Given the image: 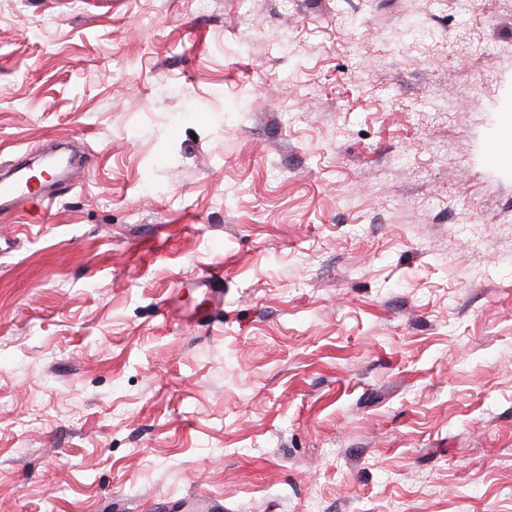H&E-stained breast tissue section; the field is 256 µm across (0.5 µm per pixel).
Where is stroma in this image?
Here are the masks:
<instances>
[{"label": "stroma", "mask_w": 512, "mask_h": 512, "mask_svg": "<svg viewBox=\"0 0 512 512\" xmlns=\"http://www.w3.org/2000/svg\"><path fill=\"white\" fill-rule=\"evenodd\" d=\"M510 110L512 0H0V512H512ZM72 160L66 164L53 162L56 169V180L50 184H35L33 177L23 173V168H17L11 176L1 177L0 180V213L13 214L19 212L26 203L41 206L50 205L63 196V191L68 184H64L59 190L56 185L67 179V169L72 165ZM156 512H224L222 497L195 492L181 497L162 499L155 503Z\"/></svg>", "instance_id": "obj_1"}]
</instances>
